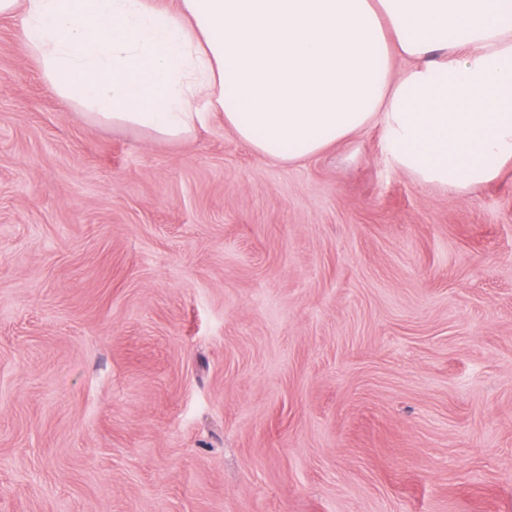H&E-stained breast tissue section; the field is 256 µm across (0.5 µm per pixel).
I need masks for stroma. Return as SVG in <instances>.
Here are the masks:
<instances>
[{
    "label": "stroma",
    "instance_id": "35a3bbf8",
    "mask_svg": "<svg viewBox=\"0 0 512 512\" xmlns=\"http://www.w3.org/2000/svg\"><path fill=\"white\" fill-rule=\"evenodd\" d=\"M0 512H512V166L100 122L0 16Z\"/></svg>",
    "mask_w": 512,
    "mask_h": 512
}]
</instances>
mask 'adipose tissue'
Here are the masks:
<instances>
[{
  "label": "adipose tissue",
  "instance_id": "obj_1",
  "mask_svg": "<svg viewBox=\"0 0 512 512\" xmlns=\"http://www.w3.org/2000/svg\"><path fill=\"white\" fill-rule=\"evenodd\" d=\"M15 12L45 81L103 121L187 138L220 112L288 162L377 122L397 168L459 191L512 162V0H0Z\"/></svg>",
  "mask_w": 512,
  "mask_h": 512
}]
</instances>
